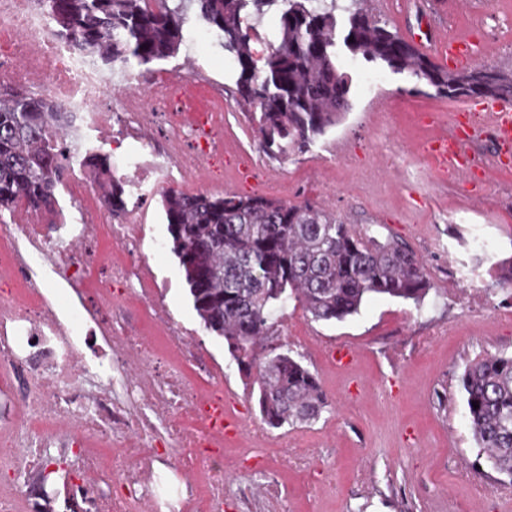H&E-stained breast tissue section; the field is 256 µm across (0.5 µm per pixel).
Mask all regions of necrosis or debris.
<instances>
[{"label": "necrosis or debris", "mask_w": 512, "mask_h": 512, "mask_svg": "<svg viewBox=\"0 0 512 512\" xmlns=\"http://www.w3.org/2000/svg\"><path fill=\"white\" fill-rule=\"evenodd\" d=\"M97 57L57 36L36 0H0V79L70 113L59 141L123 149L112 173L143 198L223 180L221 101L177 71L139 92ZM56 197V223L20 197L0 226V464L34 470L40 449L73 454L70 512H224L228 439L243 436L260 472L265 435L230 428L238 410L222 382L191 379V333L164 303L172 279L143 255L164 242L138 216L108 223L84 169Z\"/></svg>", "instance_id": "1"}]
</instances>
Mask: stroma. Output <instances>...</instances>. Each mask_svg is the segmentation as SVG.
<instances>
[{"instance_id":"35a3bbf8","label":"stroma","mask_w":512,"mask_h":512,"mask_svg":"<svg viewBox=\"0 0 512 512\" xmlns=\"http://www.w3.org/2000/svg\"><path fill=\"white\" fill-rule=\"evenodd\" d=\"M417 2L368 0L373 13L409 40L434 26ZM509 16L512 0H487L481 16L458 13L456 30L485 44L471 67L512 68V29L498 24ZM191 55L197 61L190 77L224 104L228 152L246 153L264 177L259 184L233 171L211 193L308 203L346 223L370 226L380 240L405 243L422 258L431 286L419 310L388 296L370 297L358 315L341 322H317L302 309H287L261 348L267 353L288 345L318 376L329 406L311 423L266 428L262 452L276 459L273 473L240 471L239 449H228L224 512H512V496L497 492L501 475L478 455L459 386L470 363L512 354V324L489 316L470 321L443 291L453 251L465 267L495 266L497 276L483 283L486 296L490 304L512 307V290L500 281L512 270V196L506 192L512 170L487 173V188L477 195L463 179L439 178L424 142L426 122L453 118L463 100L366 63L340 42L336 65L352 77V110L308 151L272 158L218 41L198 49L182 43L153 74L182 66ZM153 74L134 81L149 85ZM383 151L398 152L399 166L382 165ZM149 263L172 277L166 304L195 329V348L213 356L211 369L226 396L244 418L260 422L257 385L239 370L224 339L203 328L175 256L167 251ZM448 322L456 324V334L427 344L432 329ZM310 444L316 453L305 465L283 464L287 446Z\"/></svg>"}]
</instances>
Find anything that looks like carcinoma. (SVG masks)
Returning a JSON list of instances; mask_svg holds the SVG:
<instances>
[{"mask_svg":"<svg viewBox=\"0 0 512 512\" xmlns=\"http://www.w3.org/2000/svg\"><path fill=\"white\" fill-rule=\"evenodd\" d=\"M55 33L80 50L99 52L106 70L126 72L165 62L184 41L196 7L235 63L240 99L251 113L263 150L303 153L351 108L352 77L337 69L336 12L347 14L345 47L368 63L407 74L449 98L512 100V69L455 71L434 63L366 8L367 0H37ZM276 7L279 24L256 59L248 16ZM67 113L27 93L0 95V212L25 198L40 213L55 212L56 189L71 156L54 143ZM79 164L102 177L101 200L119 217L125 182L112 177L107 154ZM170 251L203 327L224 338L240 371L259 387L263 422L271 428L319 418L328 405L317 376L290 351L262 357L266 340L296 302L316 321H343L364 299L387 295L422 306L430 290L422 260L404 243L380 241L369 228L330 217L313 206L262 195L161 194ZM466 418L491 468L512 485V356L487 355L460 376ZM479 403L474 408L473 403Z\"/></svg>","mask_w":512,"mask_h":512,"instance_id":"1","label":"carcinoma"}]
</instances>
